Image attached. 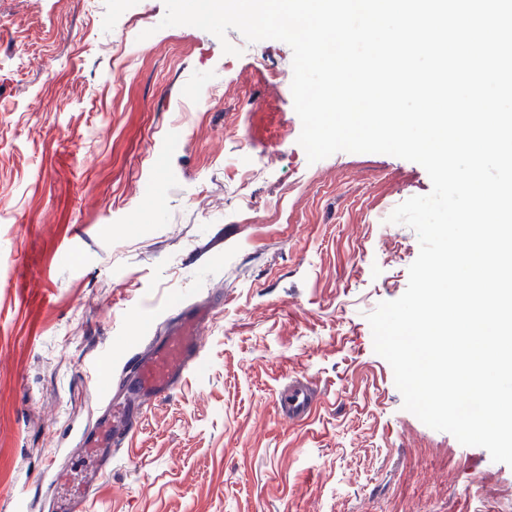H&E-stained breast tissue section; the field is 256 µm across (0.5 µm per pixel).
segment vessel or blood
<instances>
[{
  "label": "vessel or blood",
  "instance_id": "vessel-or-blood-1",
  "mask_svg": "<svg viewBox=\"0 0 512 512\" xmlns=\"http://www.w3.org/2000/svg\"><path fill=\"white\" fill-rule=\"evenodd\" d=\"M213 306L187 305L175 314L163 336L151 339L128 361L132 399L116 404L112 386L104 384L101 398L109 412L92 432L81 434L78 474L64 467H53L52 484L66 489L59 512H90L96 491L112 470V454L132 440L144 409L166 399L200 365L204 357L205 326L213 318ZM282 413L292 421L307 419L313 409L308 388L296 383L281 396Z\"/></svg>",
  "mask_w": 512,
  "mask_h": 512
}]
</instances>
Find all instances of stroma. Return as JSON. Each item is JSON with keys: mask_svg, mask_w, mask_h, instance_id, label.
I'll list each match as a JSON object with an SVG mask.
<instances>
[{"mask_svg": "<svg viewBox=\"0 0 512 512\" xmlns=\"http://www.w3.org/2000/svg\"><path fill=\"white\" fill-rule=\"evenodd\" d=\"M164 15L0 0V512L76 455L90 358L119 377L178 306L218 296L200 366L145 412L93 512H512V467L405 411L374 351L366 316L419 253L389 216L430 193L426 170L309 162L263 77L289 45L232 29L237 57ZM295 379L316 394L303 421L278 405Z\"/></svg>", "mask_w": 512, "mask_h": 512, "instance_id": "stroma-1", "label": "stroma"}]
</instances>
